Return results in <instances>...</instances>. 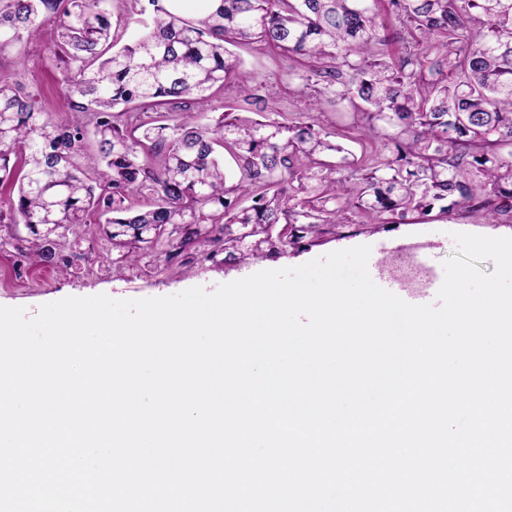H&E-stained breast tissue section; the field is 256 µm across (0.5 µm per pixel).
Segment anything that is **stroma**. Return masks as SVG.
<instances>
[{"label":"stroma","instance_id":"stroma-1","mask_svg":"<svg viewBox=\"0 0 512 512\" xmlns=\"http://www.w3.org/2000/svg\"><path fill=\"white\" fill-rule=\"evenodd\" d=\"M241 58L255 85L277 88L273 111L288 118L305 111L304 101L288 90L290 62L287 58L267 49L242 52ZM0 67L19 70L20 81L36 95L42 109L56 118L66 117L68 106L61 85L67 69L63 63L50 60L43 43H31L21 62L10 55L0 57ZM456 232L512 236V222L485 224L460 210L450 217L434 212L425 220L409 224H348L315 245H304L275 258L260 259L245 266L194 263L183 267L178 274L168 275L113 267L112 244L105 236L98 214L92 213L80 237H70L63 242L62 253L73 259L70 266L35 265L20 257L14 248L0 249V306L21 307L27 316L33 317L42 305L68 296L105 294L114 299H141L174 295L196 286L211 292L220 284L240 279L247 273L295 267L358 245H367L376 251L383 247L425 243L431 245L433 263L439 266L452 255L455 249L452 235Z\"/></svg>","mask_w":512,"mask_h":512}]
</instances>
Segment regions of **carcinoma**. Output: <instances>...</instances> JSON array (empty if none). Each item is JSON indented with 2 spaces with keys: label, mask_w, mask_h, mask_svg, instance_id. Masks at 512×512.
Segmentation results:
<instances>
[{
  "label": "carcinoma",
  "mask_w": 512,
  "mask_h": 512,
  "mask_svg": "<svg viewBox=\"0 0 512 512\" xmlns=\"http://www.w3.org/2000/svg\"><path fill=\"white\" fill-rule=\"evenodd\" d=\"M167 2L131 0L141 30L122 44L108 0H0V56L43 40L70 72L63 120L0 72V224L26 225L31 263L57 264L91 208L112 265L168 274L283 255L351 214L512 221V0H219L193 17ZM232 46L287 56L336 121L204 120L216 86L253 96ZM348 116L390 154L336 160Z\"/></svg>",
  "instance_id": "carcinoma-1"
}]
</instances>
